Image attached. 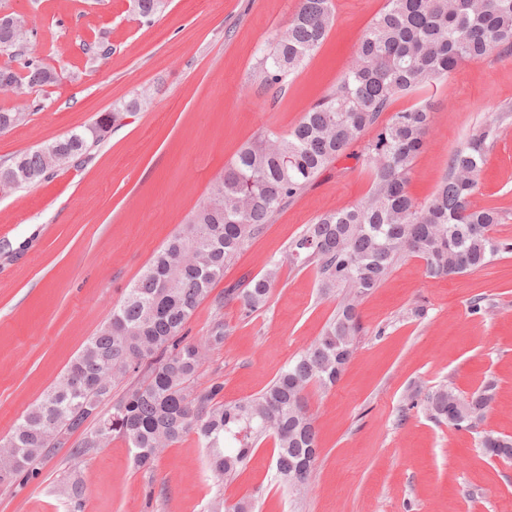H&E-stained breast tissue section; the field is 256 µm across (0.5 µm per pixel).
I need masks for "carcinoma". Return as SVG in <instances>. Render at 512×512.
<instances>
[{
    "mask_svg": "<svg viewBox=\"0 0 512 512\" xmlns=\"http://www.w3.org/2000/svg\"><path fill=\"white\" fill-rule=\"evenodd\" d=\"M162 6L163 0H133L143 18ZM17 18L21 28L15 36L0 27V50H13L11 62L0 65V94L24 85L60 84L62 73L23 51L35 28L24 16ZM335 22L333 0H299L294 17L272 33L259 58L264 87L281 92ZM501 48L512 49V0H386L336 88L290 131H264L242 146L193 207L186 228L154 254L123 300L112 306L107 322L66 369L85 382L73 387L65 378L58 381L18 420L0 451V482L37 476L43 449L62 448L75 435V457L118 436L132 448L135 465L145 467L160 449L194 433L209 451L211 470L227 481L251 460L259 440L271 434L279 476L289 485L297 483L289 471L318 447L307 410L308 388L327 389L340 380L361 331L360 301L379 287L394 262L417 257L424 260L428 277L446 279L512 253V243L492 235L502 223L500 211L472 203L486 152L512 111L482 125L452 154L446 177L424 204L412 200L407 186L412 164L427 143L430 107L414 105L382 119L395 98L420 92L460 64L478 62ZM146 99L145 92H133L93 124L17 155L0 165V179L14 173L24 187L82 166L92 147L140 111ZM28 116L23 108H0V132ZM367 132L372 136L360 154L371 175L367 196L319 216L288 245L291 264L314 266L322 293L340 295L322 335L256 397L226 403L219 384L200 393L190 390L205 354L228 334L218 317L208 336L192 340L185 335L199 303L244 246ZM281 266L268 260L263 276L243 288L225 289L224 300L238 301L242 316L251 317L266 306ZM126 378L133 383L122 395H113V387ZM491 401L490 385L469 397L441 387L423 405L448 426L469 430L483 420ZM481 448L492 458L512 461V437L486 434ZM64 492L81 506L84 485L78 476L65 479ZM208 512H253V506L219 499Z\"/></svg>",
    "mask_w": 512,
    "mask_h": 512,
    "instance_id": "obj_1",
    "label": "carcinoma"
}]
</instances>
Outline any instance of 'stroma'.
<instances>
[{
    "label": "stroma",
    "mask_w": 512,
    "mask_h": 512,
    "mask_svg": "<svg viewBox=\"0 0 512 512\" xmlns=\"http://www.w3.org/2000/svg\"><path fill=\"white\" fill-rule=\"evenodd\" d=\"M334 2L326 40L272 95L256 62L296 0H167L149 21L130 0H0V12L33 22L29 53L64 74L41 92L0 95L3 108L52 101L0 133V162L92 123L131 92L149 95L84 166L0 197V440L184 229L236 152L263 130H290L338 85L385 0ZM99 40L112 52L93 63L83 46ZM419 102L430 105L432 127L408 192L423 203L472 131L512 109V50L462 64L389 110ZM361 149L354 144L267 224L198 305L189 337L206 336L218 317L229 334L206 356L195 390L219 383L224 401L254 397L321 336L339 299L320 294L313 267L283 266L266 308L248 318L222 296L262 275L268 259L283 258L318 216L367 195ZM474 202L498 208L503 222L494 234L512 239V119L486 155ZM360 309L362 330L340 381L309 392L320 454L307 485L279 478L269 438L228 483L210 471L195 435L147 468L135 467L131 448L116 438L78 459L71 446L55 449L35 478L0 483V512H77L60 492L73 473L85 488L78 512H207L219 497L252 501L254 512H512V466L485 456L479 437H512V254L447 280L428 278L421 259H401ZM489 381L495 399L476 433L448 428L412 404L416 392L445 386L468 395Z\"/></svg>",
    "instance_id": "35a3bbf8"
}]
</instances>
